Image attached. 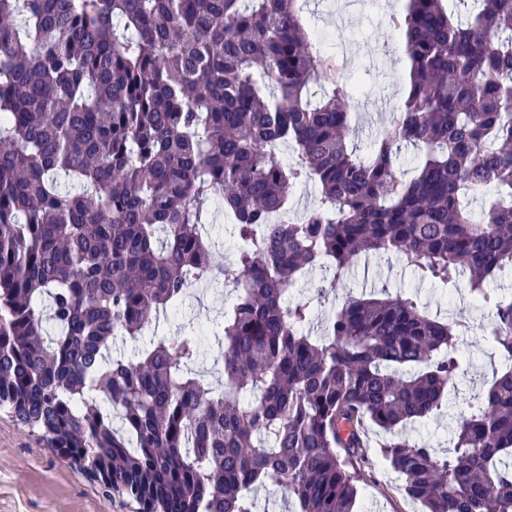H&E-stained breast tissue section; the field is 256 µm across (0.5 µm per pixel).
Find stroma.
<instances>
[{
	"label": "stroma",
	"instance_id": "stroma-1",
	"mask_svg": "<svg viewBox=\"0 0 512 512\" xmlns=\"http://www.w3.org/2000/svg\"><path fill=\"white\" fill-rule=\"evenodd\" d=\"M301 15L313 33L325 34V56L342 65L355 88L359 104H372V111L354 116L356 142L368 152L373 139L392 121L395 107L408 90L407 58L398 36L389 34L387 21L400 11L403 0H386L384 9L370 13L356 8L354 0H300ZM417 293L430 312L443 314L464 310L476 330L461 346L468 364L459 379V396L478 390L502 368L505 359L490 341L489 313L467 294L443 295L419 284L396 256L359 259L349 276L318 306L311 324L321 332L328 317L348 293H377L381 289ZM231 298L222 285H199L189 289L180 311L162 316L159 329L175 331L183 318L215 316ZM359 512H422L416 501L405 496L396 475L382 466L366 469L357 500ZM0 512H139L136 501L121 490H108L75 466L60 459L43 438L24 428L4 410L0 411Z\"/></svg>",
	"mask_w": 512,
	"mask_h": 512
}]
</instances>
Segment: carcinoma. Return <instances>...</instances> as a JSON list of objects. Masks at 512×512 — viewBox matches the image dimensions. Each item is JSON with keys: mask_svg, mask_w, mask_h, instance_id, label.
Wrapping results in <instances>:
<instances>
[{"mask_svg": "<svg viewBox=\"0 0 512 512\" xmlns=\"http://www.w3.org/2000/svg\"><path fill=\"white\" fill-rule=\"evenodd\" d=\"M297 2L0 0V408L142 512H256L267 486L288 512H356L375 461L423 512H512V293L488 287L512 269V0H472L464 21L450 5L467 0H406L389 29L409 91L366 160L352 86ZM307 182L315 204L275 222ZM383 254L468 289L509 360L444 454L399 429L441 411L473 322L350 293L312 336L328 287L289 295ZM200 282L235 290L205 318L213 383L200 322L158 333ZM119 336L133 356L113 354ZM207 207L216 214V226L213 230L216 250L224 255V263H233L236 255V241L231 237L227 224H232L224 215V209H218L216 200L208 203Z\"/></svg>", "mask_w": 512, "mask_h": 512, "instance_id": "carcinoma-1", "label": "carcinoma"}]
</instances>
